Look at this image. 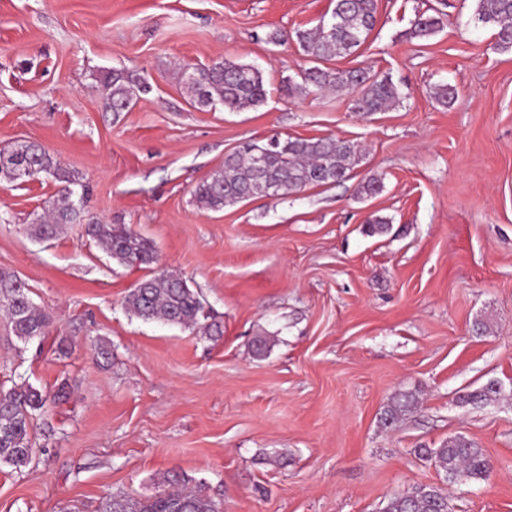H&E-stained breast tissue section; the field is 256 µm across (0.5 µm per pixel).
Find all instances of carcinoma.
Listing matches in <instances>:
<instances>
[{
	"instance_id": "cac0c4a2",
	"label": "carcinoma",
	"mask_w": 512,
	"mask_h": 512,
	"mask_svg": "<svg viewBox=\"0 0 512 512\" xmlns=\"http://www.w3.org/2000/svg\"><path fill=\"white\" fill-rule=\"evenodd\" d=\"M377 0H335L329 20L311 30L295 32L303 55L312 63L305 69L302 82L282 81L280 90L289 97L305 96L333 87L354 95L358 112H381L399 98L397 87L388 76H377L363 68L329 71L320 63L333 57L347 56L365 43L377 25ZM476 20L496 31L495 49L512 51V0H478ZM443 28L441 13L416 16L411 34L416 39L428 38ZM107 104L114 112H123L135 101L133 84L114 71L105 81ZM189 88L201 106L215 102L239 112L263 105L269 90L264 71L248 63L219 62L207 68L199 80H190ZM269 151L264 168L257 167V151ZM360 150L354 143L323 137L316 139H271L259 145L245 142L228 154L224 165L197 185L195 197L205 209L218 211L241 202V195L283 196L307 185L336 184L349 179L358 163ZM10 163L24 162L48 173L64 183L62 194L36 219L34 233L49 239L66 224H80L84 216L72 200L71 185L75 179L56 160L37 145H21L7 153ZM86 233L107 254L121 264L151 265L157 256L150 242L124 227L92 221ZM126 307L145 321L159 320L170 325L197 327L209 336L222 335L221 325L206 322L203 302L198 292L181 277L159 269L142 280L125 297ZM0 309L8 318L13 335L28 344L44 339L52 324L51 316L30 299L25 282L15 273L0 270ZM65 394L60 386L53 396L22 382L11 389L0 390V466L17 471L28 467L34 454L29 427L33 416L45 411L48 401ZM502 394V388L488 385L461 398L466 404H484ZM416 397L400 392L392 397L384 411V424L391 425L415 408ZM423 456L434 462L448 483L481 482L488 479L493 464L484 449L463 437L450 438L437 448L423 449ZM173 489L139 501L114 495L105 500L100 512H219L214 501L200 489H188L183 479L174 475L169 480ZM448 491L438 486H422L406 495L390 498L382 512H452Z\"/></svg>"
}]
</instances>
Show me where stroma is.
<instances>
[{"label":"stroma","instance_id":"35a3bbf8","mask_svg":"<svg viewBox=\"0 0 512 512\" xmlns=\"http://www.w3.org/2000/svg\"><path fill=\"white\" fill-rule=\"evenodd\" d=\"M333 7L0 0V151L45 148L83 185L86 218L151 241L223 330L212 339L138 319L125 298L146 269L113 260L79 224L35 237L61 182L0 185V269L53 319L43 343L25 346L0 316V384L68 386L31 422L33 463L0 467V512H97L113 494L168 491L174 472L220 512H380L445 484L420 450L455 436L494 470L450 486L454 512H512V52L476 23V0H378L367 43L324 66L389 76L399 102L363 114L351 93L285 97L281 80L309 63L270 35L312 28ZM432 9L443 29L410 38ZM224 60L264 71L265 105L195 102L189 74ZM115 70L150 86L124 112L105 106ZM442 85L455 91L447 107L434 99ZM276 136H333L365 154L338 185L199 206L196 186L226 155ZM371 176L382 191L360 195ZM374 216L388 233L365 234ZM99 337L109 360L94 356ZM491 381L499 400L461 404ZM399 392L418 406L384 425Z\"/></svg>","mask_w":512,"mask_h":512}]
</instances>
